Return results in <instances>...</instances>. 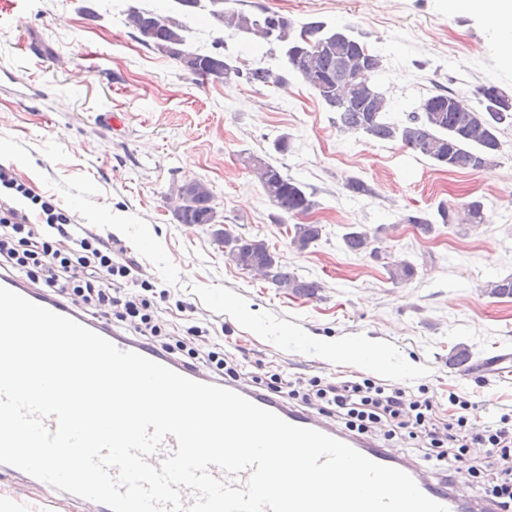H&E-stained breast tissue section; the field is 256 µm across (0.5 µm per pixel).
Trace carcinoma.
<instances>
[{"label": "carcinoma", "instance_id": "cac0c4a2", "mask_svg": "<svg viewBox=\"0 0 512 512\" xmlns=\"http://www.w3.org/2000/svg\"><path fill=\"white\" fill-rule=\"evenodd\" d=\"M212 16L223 27L245 33H253L258 17L235 8H224L212 12ZM126 24L138 33L144 45L178 61L185 69L201 78L224 72L233 80L240 77L231 57L219 51L224 40L213 42V50L203 48L188 52L182 49L188 30L186 24L163 16L154 9L131 7L126 13ZM308 33L317 47L314 55L315 67L310 69L293 55L299 35ZM285 53L288 65L302 81L313 88L327 108L336 113L337 127L343 132L363 133L379 141H399L405 147L428 158L442 167L450 169H474L473 159L480 155L489 160L497 153L501 127L512 126V98L501 101L497 110H490L491 93L496 86H481L482 108L475 112H439L437 108L448 103L453 94L439 92L423 99L417 110L407 116L406 121H391L387 118L391 102L378 91L368 77L352 80L346 87V95L359 102H369L373 111L355 112L336 104V96L327 94L324 82L336 78V59L339 56H356L362 53L370 59L371 73L382 70V56L369 51L366 45L347 28H331L321 20H311L295 27L290 20L279 27L273 40ZM247 82L263 87H276L284 78L266 67L248 70ZM246 162L255 172L262 189L270 202L281 212L293 214L310 210L314 201L302 185L286 176L264 159L248 155ZM211 189L200 181L190 182V194L184 207L176 211L183 224H213L217 211L213 204ZM322 235V226L317 223L296 224L291 244L304 251L317 242ZM345 249L354 254L367 253L377 260L382 250L376 246L380 238L364 228L349 231L342 236ZM224 255L242 270L272 268V280L280 288L292 294L310 298L317 294L321 284L306 280L279 264L274 252L262 239L251 238L241 243L235 237L224 238ZM388 279L395 284L407 283L417 274L415 265L408 260H392L384 264ZM484 292L492 297L512 298V276L489 281Z\"/></svg>", "mask_w": 512, "mask_h": 512}]
</instances>
